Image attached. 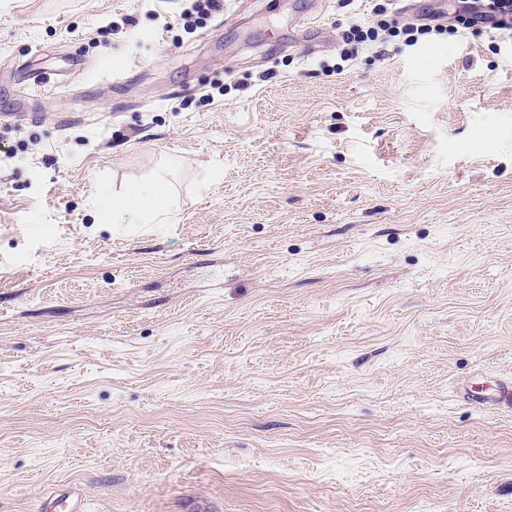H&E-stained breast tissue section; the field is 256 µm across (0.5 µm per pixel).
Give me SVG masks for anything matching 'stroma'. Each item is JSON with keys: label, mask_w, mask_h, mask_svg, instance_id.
Here are the masks:
<instances>
[{"label": "stroma", "mask_w": 512, "mask_h": 512, "mask_svg": "<svg viewBox=\"0 0 512 512\" xmlns=\"http://www.w3.org/2000/svg\"><path fill=\"white\" fill-rule=\"evenodd\" d=\"M381 2L0 0V512H512V55ZM450 14H436L431 13L427 15L426 19H410L407 20L401 27L391 25L387 20L381 19L370 26H362L359 24H352L348 30L343 33L342 39L346 42L351 40L352 37L358 43L364 44L366 47L373 50L374 56L378 59L384 60L386 50L379 49L384 43L388 41L387 37H383L387 33L390 37H397L402 35L405 38L407 46L417 45L420 36L430 34L432 32L442 33L446 32L452 25L448 24ZM170 201L169 186L161 176L100 197V203L112 209L116 224H161L170 214Z\"/></svg>", "instance_id": "stroma-1"}]
</instances>
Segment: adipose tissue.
Segmentation results:
<instances>
[{"instance_id":"1","label":"adipose tissue","mask_w":512,"mask_h":512,"mask_svg":"<svg viewBox=\"0 0 512 512\" xmlns=\"http://www.w3.org/2000/svg\"><path fill=\"white\" fill-rule=\"evenodd\" d=\"M171 192L163 177L127 186L123 191L102 194L100 202L111 208L116 224H159L170 214Z\"/></svg>"}]
</instances>
